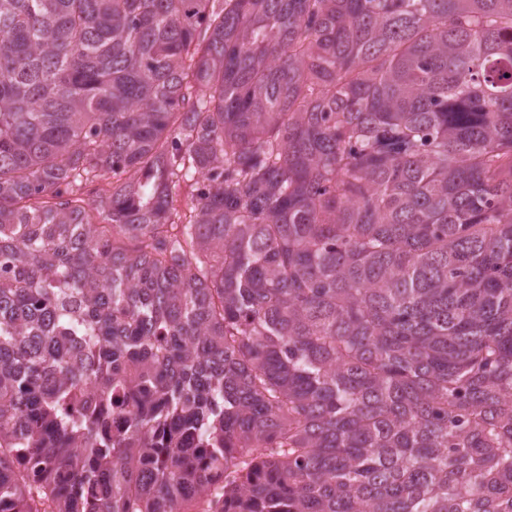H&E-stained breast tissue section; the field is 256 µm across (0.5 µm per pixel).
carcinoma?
I'll list each match as a JSON object with an SVG mask.
<instances>
[{"label":"carcinoma","instance_id":"1","mask_svg":"<svg viewBox=\"0 0 512 512\" xmlns=\"http://www.w3.org/2000/svg\"><path fill=\"white\" fill-rule=\"evenodd\" d=\"M0 265V512H512V0H0Z\"/></svg>","mask_w":512,"mask_h":512}]
</instances>
